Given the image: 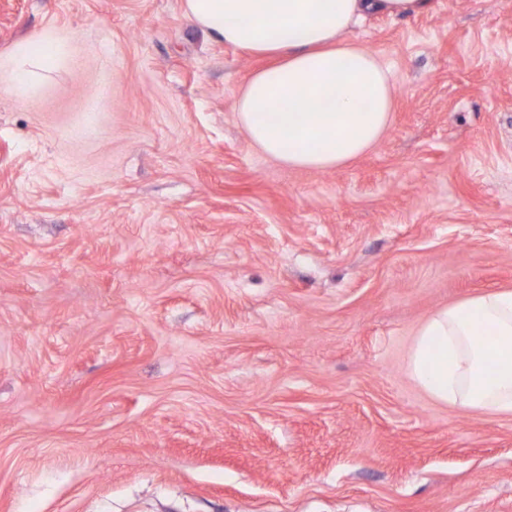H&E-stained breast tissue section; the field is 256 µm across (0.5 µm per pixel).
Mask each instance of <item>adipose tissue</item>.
<instances>
[{
	"label": "adipose tissue",
	"mask_w": 512,
	"mask_h": 512,
	"mask_svg": "<svg viewBox=\"0 0 512 512\" xmlns=\"http://www.w3.org/2000/svg\"><path fill=\"white\" fill-rule=\"evenodd\" d=\"M427 0H183L214 40L269 57L242 87L237 119L251 147L291 168L324 170L372 149L390 125V69L349 34L368 14H420ZM69 52L56 29L15 44L4 63L19 95L35 71ZM408 371L436 401L512 414V290H491L432 314Z\"/></svg>",
	"instance_id": "adipose-tissue-1"
}]
</instances>
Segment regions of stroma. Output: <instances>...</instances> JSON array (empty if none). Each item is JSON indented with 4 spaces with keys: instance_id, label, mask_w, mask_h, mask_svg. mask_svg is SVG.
<instances>
[{
    "instance_id": "35a3bbf8",
    "label": "stroma",
    "mask_w": 512,
    "mask_h": 512,
    "mask_svg": "<svg viewBox=\"0 0 512 512\" xmlns=\"http://www.w3.org/2000/svg\"><path fill=\"white\" fill-rule=\"evenodd\" d=\"M0 512H512V415L407 371L435 311L512 289V0L351 36L381 141L327 170L251 149L261 57L182 0H0ZM68 52L67 39L56 29L50 28L34 41L16 43L3 62V67L11 72L17 93L26 96L32 87L35 70L51 71Z\"/></svg>"
}]
</instances>
